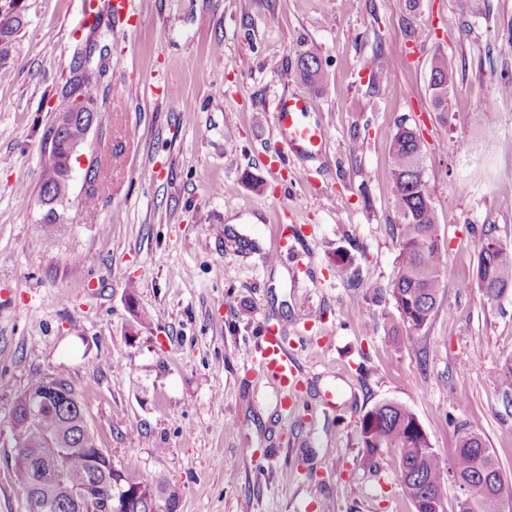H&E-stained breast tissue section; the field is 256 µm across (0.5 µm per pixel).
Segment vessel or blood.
<instances>
[{
    "label": "vessel or blood",
    "mask_w": 512,
    "mask_h": 512,
    "mask_svg": "<svg viewBox=\"0 0 512 512\" xmlns=\"http://www.w3.org/2000/svg\"><path fill=\"white\" fill-rule=\"evenodd\" d=\"M112 19L126 27L135 26L142 0H109ZM312 98L304 93L279 96L273 106L274 123L279 131V146L289 156L299 158L320 153L329 133L324 125L311 122ZM259 367L261 372L276 380L285 392L283 413H290L300 398L298 366L295 357L283 347L274 326L260 327Z\"/></svg>",
    "instance_id": "b4317fda"
}]
</instances>
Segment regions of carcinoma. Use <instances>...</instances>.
<instances>
[{
	"mask_svg": "<svg viewBox=\"0 0 512 512\" xmlns=\"http://www.w3.org/2000/svg\"><path fill=\"white\" fill-rule=\"evenodd\" d=\"M23 24L19 13L0 20V36L14 41ZM298 71L302 80L314 83L321 77L322 68L316 57L307 55L299 58ZM454 76L455 65L448 55L434 54L428 90L439 120L444 124L448 123L451 111L448 87ZM97 84L98 76L88 73L70 82V89L57 108L74 112L76 117L60 144L85 140L89 121L84 116H99L93 107ZM425 158L416 131L401 122L390 145L392 200L400 240L397 272L387 291L399 315L392 328L396 335L421 331L434 313L439 291L448 283V264L437 236L438 214L426 179ZM70 182L59 160L43 167L40 193L50 192L63 201L68 197ZM476 274L477 279L488 282L482 292L489 299L500 297L502 287H512V249L496 240L490 229L483 231ZM359 435L365 466H372L384 448L399 450V481L415 512H435V506L445 502L448 483L470 482L482 466H497L490 454L485 460H478L472 451L469 432L460 438L453 460L448 464L443 462L415 413L394 401L381 402L368 410L359 421ZM12 436L16 479L26 489L27 496H38V512H61L55 508L56 481L72 490L97 484L99 493L105 495L109 489L108 474L125 488L139 489L137 498L131 500L126 509L120 508L122 498L112 499V507L120 508V512H159L161 501L166 512H174L178 505L181 489L176 484H154L139 479L131 462L119 473H113L112 459L95 451L97 438L76 394L50 401L35 409L29 419L12 416ZM502 489L500 483L470 495L465 512H500Z\"/></svg>",
	"mask_w": 512,
	"mask_h": 512,
	"instance_id": "obj_1",
	"label": "carcinoma"
}]
</instances>
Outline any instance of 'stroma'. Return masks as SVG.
Masks as SVG:
<instances>
[{
  "instance_id": "35a3bbf8",
  "label": "stroma",
  "mask_w": 512,
  "mask_h": 512,
  "mask_svg": "<svg viewBox=\"0 0 512 512\" xmlns=\"http://www.w3.org/2000/svg\"><path fill=\"white\" fill-rule=\"evenodd\" d=\"M25 24L0 63V512H28L15 478L17 396L53 376L79 394L115 468L181 488L176 512H415L400 455L360 463L362 415L409 407L442 460L481 435L512 491V290L476 280L481 231L512 248V96L480 108L512 74V0H144L137 26L83 22L81 0H19ZM105 66L99 120L78 151L61 220L42 221L40 174L56 104L75 66ZM451 57L453 107L440 123L430 59ZM321 154L265 160L279 141L275 99L303 85ZM379 63L387 85L365 67ZM177 89L153 90L156 74ZM408 119L449 264L427 326L392 336L386 292L399 227L389 143ZM495 152H483L486 142ZM106 191L88 217L91 182ZM294 256L266 259L287 226ZM352 257L347 268L334 258ZM275 324L303 367L302 401L253 359Z\"/></svg>"
}]
</instances>
